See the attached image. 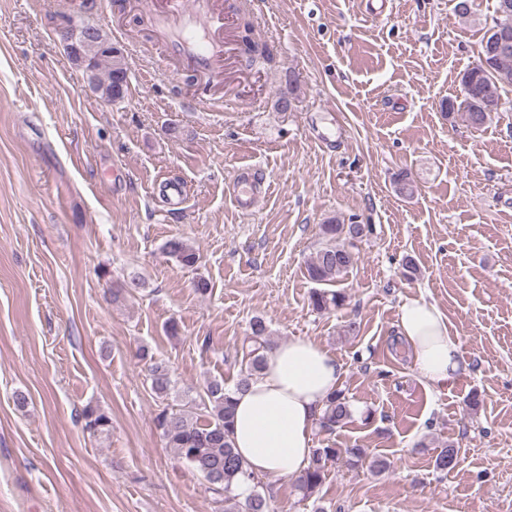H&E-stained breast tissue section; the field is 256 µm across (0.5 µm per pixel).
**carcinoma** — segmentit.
Segmentation results:
<instances>
[{"label": "carcinoma", "mask_w": 512, "mask_h": 512, "mask_svg": "<svg viewBox=\"0 0 512 512\" xmlns=\"http://www.w3.org/2000/svg\"><path fill=\"white\" fill-rule=\"evenodd\" d=\"M512 28V0H496L492 21L484 22V34L479 53L491 55L492 70H486L476 62L461 76L463 98L457 102L448 99L442 102L443 111L450 114L459 112L474 128H481L493 119L492 113L482 110L486 100L501 98V91L512 86V45L506 49L492 43L493 30ZM111 40L104 34L89 37L78 44L75 61L85 65L90 79L103 100H123L128 92V83L121 75L128 72L126 57L108 52L106 45ZM368 229L365 224H346L338 218H330L320 225L321 246L308 264V278L319 285L334 286L347 276L357 263L354 240L364 236ZM166 256L183 267H193L199 260L196 248L182 237H171L163 244ZM311 305L317 311L339 307L346 296L342 292L314 289L310 296ZM248 345L242 346L240 378L235 390L246 389L250 381L261 374L266 366L265 352L271 349L268 327L264 319L255 317L250 322ZM151 388L161 399L172 389L168 366L154 361L148 366ZM231 391L224 381H208L203 393L195 398H186L178 409L167 406L159 409L155 421L166 446L173 449L177 460L194 472L201 474L208 483V489L224 501V512H269L266 498L256 489L245 496L237 493L241 479L258 484V477L245 469V463L236 454L231 438L232 425ZM85 426L97 433H107L112 427L111 418L100 408L87 406L82 412ZM352 419L350 400L345 393L336 389L331 392L317 420L320 427L333 430ZM362 448H335L326 446L314 448L310 464L299 479L298 490L305 496L317 492L324 483L328 464L345 457L354 463L363 458ZM459 462L458 449L452 442L446 443L437 453L435 468L448 471Z\"/></svg>", "instance_id": "cac0c4a2"}]
</instances>
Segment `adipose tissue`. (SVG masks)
<instances>
[{
	"label": "adipose tissue",
	"mask_w": 512,
	"mask_h": 512,
	"mask_svg": "<svg viewBox=\"0 0 512 512\" xmlns=\"http://www.w3.org/2000/svg\"><path fill=\"white\" fill-rule=\"evenodd\" d=\"M399 329L426 382L455 380L462 370L459 341L436 306L420 298L406 300ZM340 379V363L311 340L294 338L269 352L261 375L232 395L233 445L249 472L286 479L304 473L323 401Z\"/></svg>",
	"instance_id": "adipose-tissue-1"
}]
</instances>
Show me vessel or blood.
<instances>
[{
  "label": "vessel or blood",
  "instance_id": "vessel-or-blood-1",
  "mask_svg": "<svg viewBox=\"0 0 512 512\" xmlns=\"http://www.w3.org/2000/svg\"><path fill=\"white\" fill-rule=\"evenodd\" d=\"M211 0H144L163 35L165 59H178L185 70L202 76L220 73L227 52L220 34L227 24L225 12L212 10ZM263 179L256 171L240 174L235 195L239 208L254 211L259 203Z\"/></svg>",
  "mask_w": 512,
  "mask_h": 512
}]
</instances>
